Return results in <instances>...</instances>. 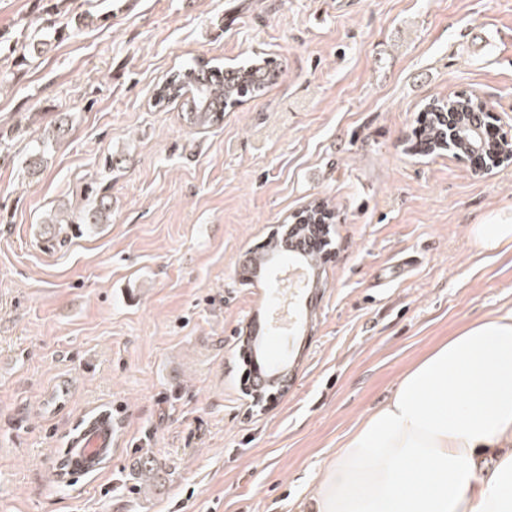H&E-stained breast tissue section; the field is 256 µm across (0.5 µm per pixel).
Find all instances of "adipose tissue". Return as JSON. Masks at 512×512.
<instances>
[{
    "mask_svg": "<svg viewBox=\"0 0 512 512\" xmlns=\"http://www.w3.org/2000/svg\"><path fill=\"white\" fill-rule=\"evenodd\" d=\"M496 461L479 469V455ZM311 512H512V309L402 374L315 476Z\"/></svg>",
    "mask_w": 512,
    "mask_h": 512,
    "instance_id": "1",
    "label": "adipose tissue"
}]
</instances>
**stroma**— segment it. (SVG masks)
Returning <instances> with one entry per match:
<instances>
[{"instance_id": "stroma-1", "label": "stroma", "mask_w": 512, "mask_h": 512, "mask_svg": "<svg viewBox=\"0 0 512 512\" xmlns=\"http://www.w3.org/2000/svg\"><path fill=\"white\" fill-rule=\"evenodd\" d=\"M53 9L86 19L39 59L0 53V512H298L413 362L512 308V243L468 233L512 219V166L408 150L425 103L460 90L512 138V0H0V42ZM254 55L283 76L220 124L154 107L170 70ZM92 187L110 222L51 241L44 214ZM316 199L334 213L319 312L257 405L237 338L274 284L237 271ZM106 413L111 459L59 480ZM144 454L161 472L141 488Z\"/></svg>"}]
</instances>
